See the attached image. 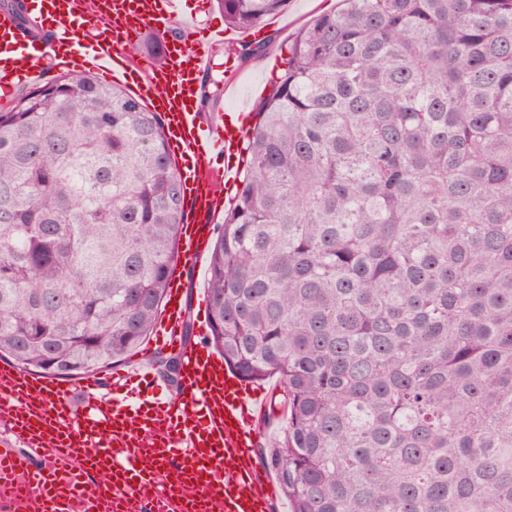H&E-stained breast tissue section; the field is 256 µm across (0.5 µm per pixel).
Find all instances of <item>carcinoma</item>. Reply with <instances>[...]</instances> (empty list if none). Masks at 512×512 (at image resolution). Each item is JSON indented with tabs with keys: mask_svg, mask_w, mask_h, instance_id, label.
<instances>
[{
	"mask_svg": "<svg viewBox=\"0 0 512 512\" xmlns=\"http://www.w3.org/2000/svg\"><path fill=\"white\" fill-rule=\"evenodd\" d=\"M250 30L288 0H216ZM284 51L206 269L211 342L278 376L293 512H512V0H340ZM47 41L23 0H0ZM271 38L225 50L259 61ZM220 80L200 83L218 102ZM164 121L86 73L0 109V357L102 373L185 223Z\"/></svg>",
	"mask_w": 512,
	"mask_h": 512,
	"instance_id": "1",
	"label": "carcinoma"
}]
</instances>
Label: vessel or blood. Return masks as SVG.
Segmentation results:
<instances>
[{"label": "vessel or blood", "instance_id": "1", "mask_svg": "<svg viewBox=\"0 0 512 512\" xmlns=\"http://www.w3.org/2000/svg\"><path fill=\"white\" fill-rule=\"evenodd\" d=\"M52 26L48 44H22L10 16L0 13V102L47 69L71 66L136 74V95L161 113L170 150L181 162L186 222L176 262L195 266L226 191L237 183L220 167L239 145L253 114L203 121L195 109L202 74L214 44L234 38L221 27L181 29L166 41L163 65L143 66L125 52L142 31L164 34L181 12V0H29ZM105 19L111 35L92 45L79 30ZM185 284L169 280L154 344L179 362L176 386L160 383L149 365L112 372L107 381L81 384L0 367V421L49 458L41 464L10 446L0 447V503L15 512H271L273 488L255 457L258 395L222 357L189 347L183 336ZM99 482L89 479L90 473Z\"/></svg>", "mask_w": 512, "mask_h": 512}]
</instances>
